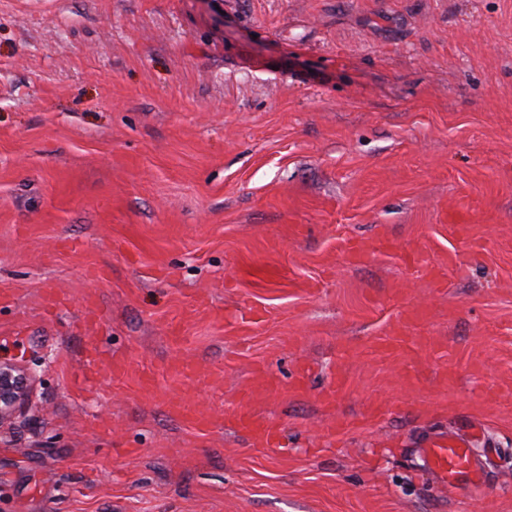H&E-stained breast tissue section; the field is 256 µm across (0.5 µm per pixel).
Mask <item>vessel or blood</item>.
<instances>
[{
  "label": "vessel or blood",
  "instance_id": "1",
  "mask_svg": "<svg viewBox=\"0 0 512 512\" xmlns=\"http://www.w3.org/2000/svg\"><path fill=\"white\" fill-rule=\"evenodd\" d=\"M166 408L171 417L195 432L208 433L215 427L210 416L180 401H168ZM227 418L236 431L246 434L255 444L272 452L280 450L282 432L275 422L258 417L245 405L228 413ZM480 434V424L472 423L464 434L437 433L423 440L419 455L440 488L453 490L462 485H483L495 451L478 447Z\"/></svg>",
  "mask_w": 512,
  "mask_h": 512
}]
</instances>
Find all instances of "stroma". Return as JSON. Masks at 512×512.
<instances>
[{"instance_id":"35a3bbf8","label":"stroma","mask_w":512,"mask_h":512,"mask_svg":"<svg viewBox=\"0 0 512 512\" xmlns=\"http://www.w3.org/2000/svg\"><path fill=\"white\" fill-rule=\"evenodd\" d=\"M2 289L0 512H512V0H0ZM95 344L128 373L73 392ZM264 374L281 454L166 411ZM475 418L486 484L439 489ZM36 376L27 365L0 358V427L14 424L29 408ZM482 433L481 423L469 424L465 433L430 435L423 440L419 455L435 483L448 492L460 485L483 486L494 448H473Z\"/></svg>"}]
</instances>
